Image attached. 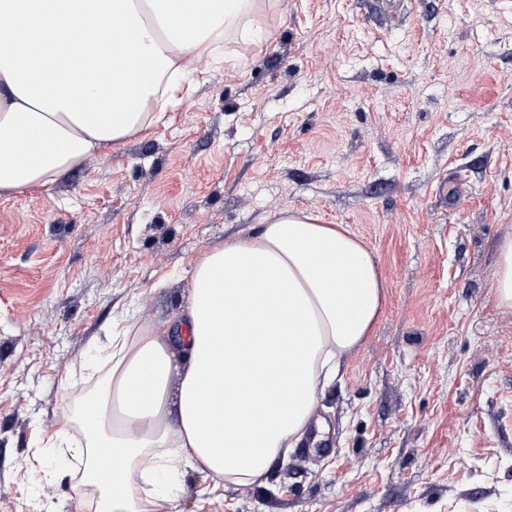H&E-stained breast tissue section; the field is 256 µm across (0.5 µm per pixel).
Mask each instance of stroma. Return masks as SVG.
Instances as JSON below:
<instances>
[{"mask_svg":"<svg viewBox=\"0 0 512 512\" xmlns=\"http://www.w3.org/2000/svg\"><path fill=\"white\" fill-rule=\"evenodd\" d=\"M254 25L163 122L0 199V512H91L45 446L82 362L294 208L369 246L382 314L262 482L212 495L187 467L156 512H512V0H262ZM493 290L501 306L512 308V236L498 244L497 276Z\"/></svg>","mask_w":512,"mask_h":512,"instance_id":"1","label":"stroma"}]
</instances>
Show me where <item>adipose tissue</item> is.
Listing matches in <instances>:
<instances>
[{"label": "adipose tissue", "instance_id": "obj_1", "mask_svg": "<svg viewBox=\"0 0 512 512\" xmlns=\"http://www.w3.org/2000/svg\"><path fill=\"white\" fill-rule=\"evenodd\" d=\"M255 0H0V198L50 191L159 122L202 57ZM386 296L372 253L340 224L286 211L201 256L182 316L113 331L106 381L50 447L84 464L97 512H142L183 467L218 487L260 481L307 432L318 394Z\"/></svg>", "mask_w": 512, "mask_h": 512}]
</instances>
